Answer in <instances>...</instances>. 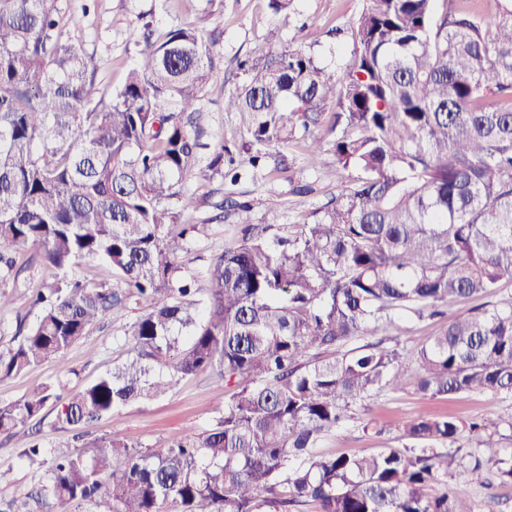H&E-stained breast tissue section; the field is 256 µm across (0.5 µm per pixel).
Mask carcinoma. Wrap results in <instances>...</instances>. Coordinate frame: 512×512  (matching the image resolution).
<instances>
[{"instance_id":"carcinoma-1","label":"carcinoma","mask_w":512,"mask_h":512,"mask_svg":"<svg viewBox=\"0 0 512 512\" xmlns=\"http://www.w3.org/2000/svg\"><path fill=\"white\" fill-rule=\"evenodd\" d=\"M352 59L334 79L299 49L240 63L244 87L224 97L246 132L253 168L297 134L331 133L340 191L304 224H247L214 258L209 286L178 275L200 200L183 180L199 165L191 132L219 54L187 24L153 38L125 82L96 95L86 57L48 0H0V279L32 246L68 272L112 268V284L64 276L32 290L36 323L0 351V376L52 363L88 329L134 305L128 357L68 398L41 386L0 403V432L46 467L6 512H62L104 499L107 512H475L443 485L461 470L512 481L501 430L512 414L464 424L418 413L408 443L373 455L326 456L374 392L439 399L512 392V300L486 302L415 348L384 346L402 320L422 323L512 282V0L487 19L448 0H368ZM209 177L237 181L216 144ZM216 370L219 416L202 434L142 451L117 433L86 457L46 460L29 423L50 399L77 427ZM468 430L470 450L457 444Z\"/></svg>"}]
</instances>
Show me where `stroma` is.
<instances>
[{
    "mask_svg": "<svg viewBox=\"0 0 512 512\" xmlns=\"http://www.w3.org/2000/svg\"><path fill=\"white\" fill-rule=\"evenodd\" d=\"M61 18L82 12L78 27H66V37L95 64L93 83L98 93L110 92L121 85L134 64L141 19L153 22L156 35L170 28L195 25L202 36L220 33L217 45L223 56L220 67L210 79L214 91L201 102L199 120L194 127L202 145L201 159H208L215 142L232 148L243 136L235 113L225 111V93L240 88L244 75L240 61L264 59L287 47L296 28L306 26L303 45L328 74L343 73L353 52V25L366 0H292L288 11L276 14L269 0H52ZM276 30V41H268V30ZM323 146L319 165L308 164L303 141L288 148V168L273 166L248 169L237 182L208 178L198 174L184 184L186 193L203 198L199 211L188 214L187 222L200 225L190 252L180 259L183 275L207 284L211 263L225 247L237 244L238 228L243 224H301L327 196L338 191L332 152L333 136L327 126L315 131ZM23 272L18 279L0 281V291L14 299L12 310L0 319V350L12 345L37 320V310L28 303L32 288L60 278L58 270L44 265L36 249L23 248L14 256ZM129 309L114 323L94 326L79 342L53 364H45L7 378H0V402L20 398L29 390L45 384L56 387L57 394L69 396L98 376L112 370L128 354L132 341L127 333L139 316ZM223 395L211 372L204 371L179 382L169 393L116 412L102 420L73 431L56 425L57 408L48 403L33 428L50 452L84 454L99 438L119 433L139 449L157 439L204 432L210 425ZM422 411L453 412L461 419L480 414L512 413V393L459 394L444 399L425 400L412 391H384L367 400L338 433L326 436L320 451L326 455L370 454L381 448L401 447L397 426ZM384 426L387 434L375 436L365 430L369 420ZM39 470L28 466L19 456L13 440L0 434V504L29 492L41 478ZM449 487L463 491L472 499L477 512H512V484L491 480L481 486L466 482L462 476L448 481Z\"/></svg>",
    "mask_w": 512,
    "mask_h": 512,
    "instance_id": "35a3bbf8",
    "label": "stroma"
}]
</instances>
